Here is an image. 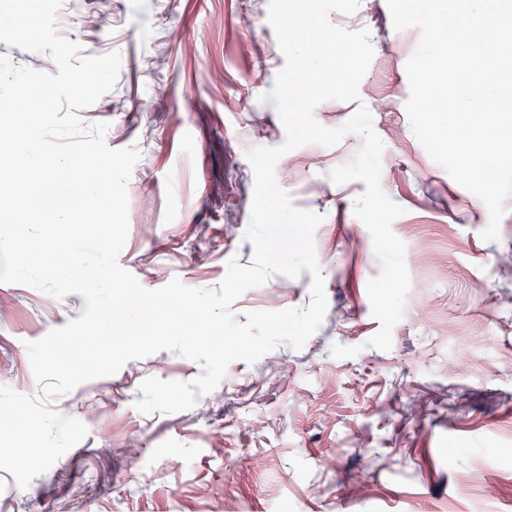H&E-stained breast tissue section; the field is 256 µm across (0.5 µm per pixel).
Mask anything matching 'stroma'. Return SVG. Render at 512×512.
Instances as JSON below:
<instances>
[{
	"label": "stroma",
	"mask_w": 512,
	"mask_h": 512,
	"mask_svg": "<svg viewBox=\"0 0 512 512\" xmlns=\"http://www.w3.org/2000/svg\"><path fill=\"white\" fill-rule=\"evenodd\" d=\"M268 0H71L67 32L84 55L119 52L115 87L80 112L106 142L140 152L130 181L122 267L149 290L171 279L209 289L229 260L250 265L245 238L254 178L247 155L283 144L264 101L285 60ZM333 23L369 29L374 58L359 101L330 100L335 128L366 105L384 143L380 184L402 207L392 223L410 275L403 316L384 351L369 280L371 235L355 216L365 185L333 183L363 140L285 153L277 183L294 206L322 214L314 244L327 310L302 349L280 344L232 362L217 387L179 413L139 412L149 377L189 382L202 367L171 351L128 361L49 400L88 434L28 487L0 470V512H512V196L498 240L484 201L456 183L412 133L406 63L420 32L395 30L386 0H361ZM312 278L273 275L231 306L306 308ZM0 386L41 395L27 342L78 318L59 298L0 283ZM357 347L349 358L333 344ZM148 481H141V473Z\"/></svg>",
	"instance_id": "stroma-1"
}]
</instances>
